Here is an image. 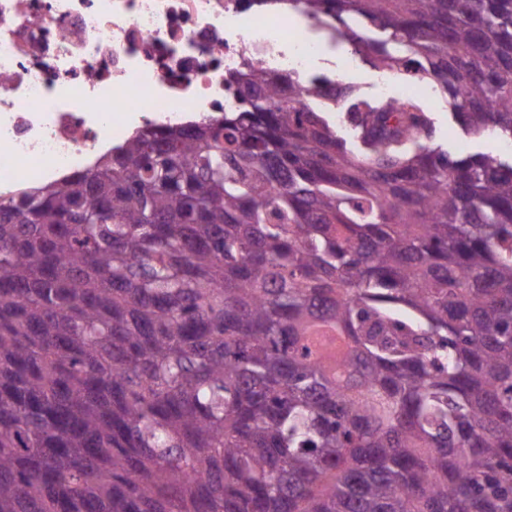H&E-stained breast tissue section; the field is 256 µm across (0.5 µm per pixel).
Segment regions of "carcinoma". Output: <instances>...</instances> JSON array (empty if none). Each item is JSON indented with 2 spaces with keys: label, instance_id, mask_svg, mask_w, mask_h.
Listing matches in <instances>:
<instances>
[{
  "label": "carcinoma",
  "instance_id": "obj_1",
  "mask_svg": "<svg viewBox=\"0 0 512 512\" xmlns=\"http://www.w3.org/2000/svg\"><path fill=\"white\" fill-rule=\"evenodd\" d=\"M256 2L512 143V0ZM228 82L0 201V512H512V151L450 157L414 93Z\"/></svg>",
  "mask_w": 512,
  "mask_h": 512
}]
</instances>
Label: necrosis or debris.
Returning a JSON list of instances; mask_svg holds the SVG:
<instances>
[{"instance_id": "obj_1", "label": "necrosis or debris", "mask_w": 512, "mask_h": 512, "mask_svg": "<svg viewBox=\"0 0 512 512\" xmlns=\"http://www.w3.org/2000/svg\"><path fill=\"white\" fill-rule=\"evenodd\" d=\"M304 16L244 0H0V199L82 172L147 123L239 109L230 74L306 78Z\"/></svg>"}]
</instances>
